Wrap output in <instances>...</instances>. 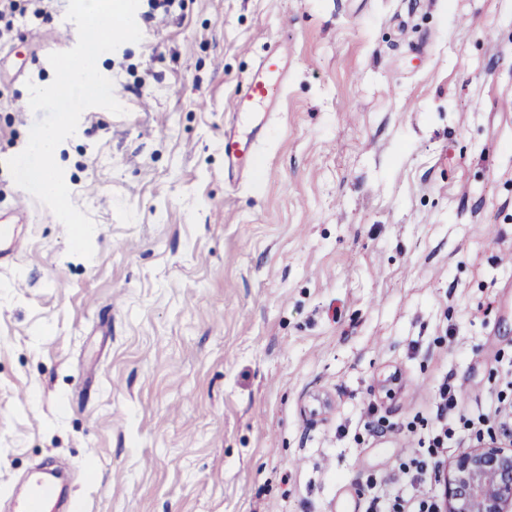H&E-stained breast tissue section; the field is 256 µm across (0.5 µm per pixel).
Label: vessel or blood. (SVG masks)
I'll return each mask as SVG.
<instances>
[{
  "instance_id": "obj_1",
  "label": "vessel or blood",
  "mask_w": 512,
  "mask_h": 512,
  "mask_svg": "<svg viewBox=\"0 0 512 512\" xmlns=\"http://www.w3.org/2000/svg\"><path fill=\"white\" fill-rule=\"evenodd\" d=\"M288 77V55L279 48L269 50L258 61L247 78L246 87L234 101L237 119L255 118L259 111H275ZM260 139L257 135L243 136L235 130L224 132V170L229 177L241 179L254 163ZM27 210L13 205L0 215V239L11 240L13 250H20L16 227L25 223ZM60 498L44 478H35L27 495L14 497L11 512H59Z\"/></svg>"
}]
</instances>
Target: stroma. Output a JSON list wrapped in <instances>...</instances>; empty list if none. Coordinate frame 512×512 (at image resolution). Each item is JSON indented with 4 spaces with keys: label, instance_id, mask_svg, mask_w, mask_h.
Wrapping results in <instances>:
<instances>
[{
    "label": "stroma",
    "instance_id": "obj_1",
    "mask_svg": "<svg viewBox=\"0 0 512 512\" xmlns=\"http://www.w3.org/2000/svg\"><path fill=\"white\" fill-rule=\"evenodd\" d=\"M68 0L0 48L5 162ZM100 72L56 162L94 221L29 199L0 264V512L59 463L76 512H359L512 368V0H178ZM288 52L251 179L224 175L248 72ZM402 390L385 396L391 372Z\"/></svg>",
    "mask_w": 512,
    "mask_h": 512
}]
</instances>
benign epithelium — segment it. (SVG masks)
<instances>
[{
	"mask_svg": "<svg viewBox=\"0 0 512 512\" xmlns=\"http://www.w3.org/2000/svg\"><path fill=\"white\" fill-rule=\"evenodd\" d=\"M446 512H512V446L482 443L444 475Z\"/></svg>",
	"mask_w": 512,
	"mask_h": 512,
	"instance_id": "7a95c632",
	"label": "benign epithelium"
}]
</instances>
